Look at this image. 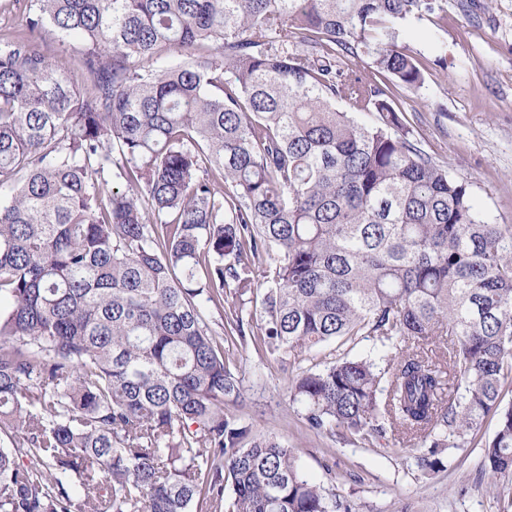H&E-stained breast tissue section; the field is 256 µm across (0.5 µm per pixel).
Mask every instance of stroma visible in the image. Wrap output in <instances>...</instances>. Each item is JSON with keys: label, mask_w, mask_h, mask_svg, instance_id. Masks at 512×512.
I'll use <instances>...</instances> for the list:
<instances>
[{"label": "stroma", "mask_w": 512, "mask_h": 512, "mask_svg": "<svg viewBox=\"0 0 512 512\" xmlns=\"http://www.w3.org/2000/svg\"><path fill=\"white\" fill-rule=\"evenodd\" d=\"M426 65L418 91L397 96L405 123L436 161L470 183L481 214L512 224V0H446L444 19L406 33ZM234 413L297 449L306 475L357 512H512V475L480 471L495 430L487 417L469 447L452 449L444 469L427 474L417 452L394 440L378 447L331 441L308 430L288 397L292 369L246 348Z\"/></svg>", "instance_id": "1"}]
</instances>
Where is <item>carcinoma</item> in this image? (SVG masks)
<instances>
[{
    "instance_id": "carcinoma-1",
    "label": "carcinoma",
    "mask_w": 512,
    "mask_h": 512,
    "mask_svg": "<svg viewBox=\"0 0 512 512\" xmlns=\"http://www.w3.org/2000/svg\"><path fill=\"white\" fill-rule=\"evenodd\" d=\"M443 13L32 0L0 43V512H353L224 408L250 344L287 363L336 343L288 386L317 435L389 434L435 471L492 413L481 468L512 472V224L387 94L424 85L402 30ZM369 336L377 359L342 349ZM45 37V49L47 54L54 59H66L74 61L77 58L79 45L75 42L71 43V46L61 45L58 35L55 34L51 29H47L44 34Z\"/></svg>"
}]
</instances>
